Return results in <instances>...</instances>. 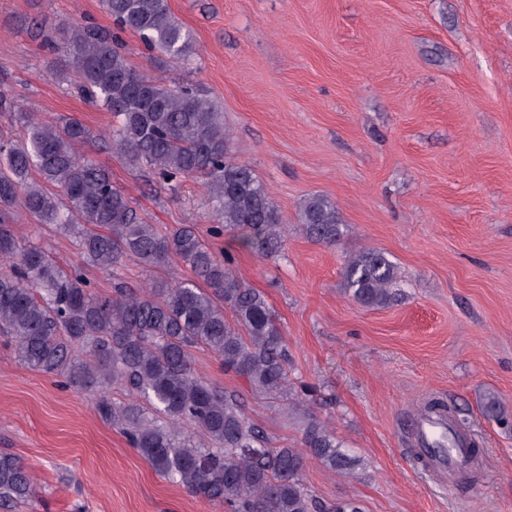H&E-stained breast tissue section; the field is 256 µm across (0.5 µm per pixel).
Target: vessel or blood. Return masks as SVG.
<instances>
[{"label": "vessel or blood", "mask_w": 512, "mask_h": 512, "mask_svg": "<svg viewBox=\"0 0 512 512\" xmlns=\"http://www.w3.org/2000/svg\"><path fill=\"white\" fill-rule=\"evenodd\" d=\"M442 434L454 438L455 446L450 452L445 453L432 446L433 440ZM411 442L415 453L424 458L430 476L448 486L455 485L459 471L474 462L470 438L465 428L445 415L417 414L411 431Z\"/></svg>", "instance_id": "b4317fda"}]
</instances>
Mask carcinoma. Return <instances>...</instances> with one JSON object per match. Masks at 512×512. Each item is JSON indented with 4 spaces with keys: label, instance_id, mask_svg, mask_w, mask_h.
I'll list each match as a JSON object with an SVG mask.
<instances>
[{
    "label": "carcinoma",
    "instance_id": "carcinoma-1",
    "mask_svg": "<svg viewBox=\"0 0 512 512\" xmlns=\"http://www.w3.org/2000/svg\"><path fill=\"white\" fill-rule=\"evenodd\" d=\"M121 31L139 36L163 63L194 54L191 33L167 0H101ZM68 70L115 124L104 144L137 169L147 165L175 188L184 179L206 186L214 224L269 256L288 235L279 209L248 165L231 154L223 112L188 84L140 73L114 33L73 25L63 41ZM21 124L23 140H0V334L18 358L91 394L124 386L144 398L99 401L101 415L161 476L224 505L229 512H363L356 499H318L303 480L307 458L348 475L360 465L310 405L293 396L292 354L265 296L236 275L192 224H151L110 173L81 152L94 135L83 123L44 119L0 91V114ZM73 236L83 262L116 274L127 262L153 268L182 264L194 275L161 288L124 281L112 294L93 291L81 270L66 271L36 243L20 245L16 213ZM299 223L311 240L336 245L341 219L322 195L304 198ZM344 292L362 307L394 301L397 265L386 253L361 250L347 260ZM205 347L272 403L301 432L303 448L276 446L249 417L243 394L195 373L192 349ZM37 497L28 468L0 454V509L13 512Z\"/></svg>",
    "mask_w": 512,
    "mask_h": 512
}]
</instances>
